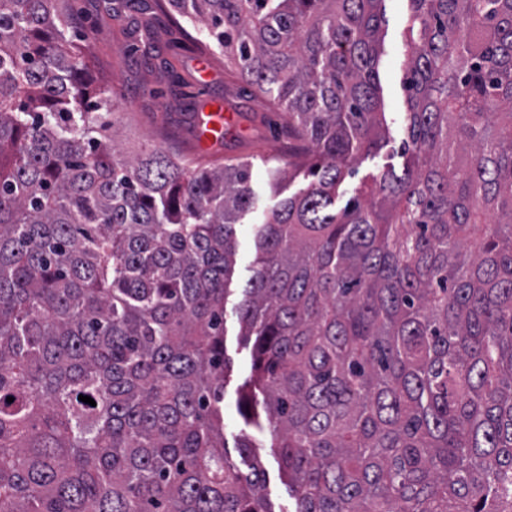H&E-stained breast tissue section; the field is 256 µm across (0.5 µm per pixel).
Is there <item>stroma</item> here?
Instances as JSON below:
<instances>
[{"instance_id": "1", "label": "stroma", "mask_w": 512, "mask_h": 512, "mask_svg": "<svg viewBox=\"0 0 512 512\" xmlns=\"http://www.w3.org/2000/svg\"><path fill=\"white\" fill-rule=\"evenodd\" d=\"M74 13L68 35L83 45L94 77L114 87L118 105L114 120L130 138L148 137L154 146L205 166L244 160L252 166L256 205L236 227L234 287L252 274L257 228L275 197H288L307 185L303 177L275 176L288 166V124L256 90L224 69V55L211 52L212 75L207 94L235 115L234 128L222 143L201 152L195 147L192 115L198 103L195 83L201 58L195 42L203 38L202 22L161 9L157 0H71ZM384 41L377 70L380 96L389 126L381 149L360 157L339 187L338 203L388 168L402 170L405 158L407 93L403 87L406 55L404 31L409 0H384ZM256 455L265 473L263 493L273 512H290L293 500L279 465L257 435Z\"/></svg>"}]
</instances>
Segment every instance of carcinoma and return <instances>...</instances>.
<instances>
[{
  "label": "carcinoma",
  "mask_w": 512,
  "mask_h": 512,
  "mask_svg": "<svg viewBox=\"0 0 512 512\" xmlns=\"http://www.w3.org/2000/svg\"><path fill=\"white\" fill-rule=\"evenodd\" d=\"M66 2L0 0V512H273L229 314L294 512H512V0H410L406 162L341 208L383 0H167L311 177L230 309L250 164L127 152ZM239 326L235 317H227L226 345L227 353L233 362V367L240 381L249 377L252 366V343L244 345L239 342ZM235 386H229L224 395L223 413H224V435L232 443L233 436L238 434L244 428L242 421L237 413ZM224 405V406H223Z\"/></svg>",
  "instance_id": "cac0c4a2"
}]
</instances>
